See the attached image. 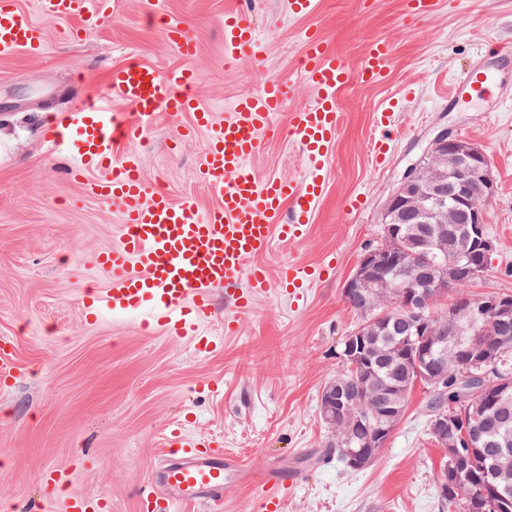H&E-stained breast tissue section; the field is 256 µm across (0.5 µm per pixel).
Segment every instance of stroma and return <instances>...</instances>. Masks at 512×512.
Returning <instances> with one entry per match:
<instances>
[{
    "label": "stroma",
    "mask_w": 512,
    "mask_h": 512,
    "mask_svg": "<svg viewBox=\"0 0 512 512\" xmlns=\"http://www.w3.org/2000/svg\"><path fill=\"white\" fill-rule=\"evenodd\" d=\"M231 2L160 0L152 19L145 0H116L103 26L76 36L72 22L42 15L35 0H16L40 25L46 51L0 58V339L11 341L17 362L14 379L0 384V512H60L61 493L138 512L140 490L166 463L159 443L187 414L191 433L223 440L246 465L242 479L225 484L221 512H259L260 475L273 467L294 479L283 512H441L443 451L428 435L424 387L414 388L378 458L356 472L325 457L329 430L319 403L341 367L339 344L359 321L344 284L366 247L381 241L386 194L440 129L479 145L496 184L486 224L491 266L468 292L512 295V0H437L419 21L407 16L406 0H320L308 16L296 14L292 0H250L247 16L266 52L228 70ZM165 18L186 22L199 47L194 59L164 41ZM309 28L355 68L370 38L393 47L383 82H353L337 96L341 131L304 239H273L260 258L273 275L288 262L327 261L333 275L300 297L260 292L234 336L224 333L229 298L216 289L202 331L220 348L208 356L191 337L145 332L135 316L88 319L87 292L105 293L110 283L93 260L118 242L121 206L70 177L72 160L50 150L46 127L89 96L132 114L107 93L109 71L130 60L164 73L192 70L198 108L219 116L237 96L275 80L291 89L273 118L282 134L261 140L249 167L262 179L302 180L305 160L287 128L290 112L315 99L300 68ZM477 64L495 67V82L449 100L454 79ZM388 105L397 137L380 164L371 149L374 115ZM209 136L193 113L163 112L129 148L152 184L206 209L218 202L197 178ZM355 195L361 208L346 210ZM53 471L63 479L55 490L47 480Z\"/></svg>",
    "instance_id": "stroma-1"
}]
</instances>
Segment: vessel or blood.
<instances>
[{"instance_id": "vessel-or-blood-1", "label": "vessel or blood", "mask_w": 512, "mask_h": 512, "mask_svg": "<svg viewBox=\"0 0 512 512\" xmlns=\"http://www.w3.org/2000/svg\"><path fill=\"white\" fill-rule=\"evenodd\" d=\"M37 8L42 14L75 21L82 34L105 22L112 0H37ZM162 33L180 56L196 55L197 44L184 23L165 22ZM45 50L41 28L17 10L15 0H0V57L19 52L39 56ZM264 51L263 39L243 10L225 11V68H235L242 55L258 57ZM392 55L389 41L372 38L354 70L320 33L307 32L301 69L317 98L290 114V132L308 169L300 184L282 178L259 180L247 166L261 139L278 134L273 115L287 98L281 83L270 82L261 92L240 95L218 122L213 113L195 107L193 71L163 74L140 62L114 67L108 77L109 93L132 106L131 117L90 99L47 132L49 145L62 146L73 158L70 176L79 177L90 167L100 171V179L89 183V192L122 205L121 237L97 258L101 267L111 270L112 282L104 297L87 301L89 314L103 308L141 314L144 330L161 326L173 338L193 336L196 352L207 355L217 343L201 335L200 327L213 312L216 288L231 291L232 315L224 320V333L233 336L239 316L252 311L258 291L270 283L292 294L323 279L327 267L301 270L289 262L273 280L256 259L269 250L273 238L287 243L304 238L312 206L324 193L323 171L341 129L337 94L353 81L367 85L383 81ZM188 111L194 112L199 126L211 130L199 180L216 193L219 203L205 211L188 202L174 203L166 191L147 181L138 154L118 149L119 142L140 138L159 113ZM374 124L380 135L372 151L381 161L390 151L391 112L376 113ZM164 448L175 461L157 471L141 491L140 512L218 504L225 482L240 470L220 441L193 436L180 425L169 429ZM284 482L281 471L267 470L264 483L270 493L262 502L263 512H282L277 489Z\"/></svg>"}]
</instances>
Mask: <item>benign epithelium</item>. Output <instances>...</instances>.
<instances>
[{
    "instance_id": "benign-epithelium-1",
    "label": "benign epithelium",
    "mask_w": 512,
    "mask_h": 512,
    "mask_svg": "<svg viewBox=\"0 0 512 512\" xmlns=\"http://www.w3.org/2000/svg\"><path fill=\"white\" fill-rule=\"evenodd\" d=\"M495 192L492 168L485 152L477 144L443 128L432 138L424 155L388 192L382 212L385 216L391 213L401 215L409 224H433L436 216L444 212L448 213V223L456 224L458 214H463L466 223L471 225V233L477 237L479 247L478 258H469L456 266V286L463 288L484 278L488 272V258L494 251V243L484 235L483 228ZM475 195L483 200V205L473 204ZM387 254V248L363 254L354 273L345 282L344 296L349 298L357 289L371 283L374 270ZM392 287L395 288L396 304L407 315L408 326L416 335L427 337L417 350L419 362L426 363L437 339L447 334H461L459 320L462 318L473 324L482 323L483 335L496 337L500 350L512 348V342L504 337L508 326L512 325V298L494 295L484 299H459L452 306L451 318L440 326L437 320L441 314H427L425 310L442 303L446 290L432 292L422 285L418 276L394 283Z\"/></svg>"
}]
</instances>
